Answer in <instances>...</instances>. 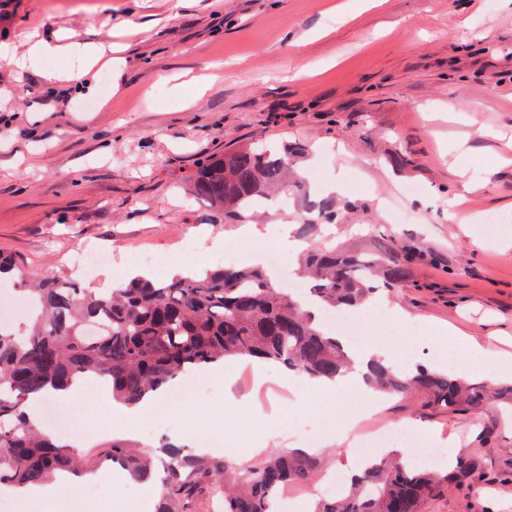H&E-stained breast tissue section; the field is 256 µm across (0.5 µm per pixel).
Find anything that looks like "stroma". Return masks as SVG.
Wrapping results in <instances>:
<instances>
[{
	"mask_svg": "<svg viewBox=\"0 0 512 512\" xmlns=\"http://www.w3.org/2000/svg\"><path fill=\"white\" fill-rule=\"evenodd\" d=\"M66 35L105 49L82 78L16 65L30 43ZM257 140L311 146L301 168L312 200L347 182L321 240L363 251L395 238L421 252L411 287L374 301L411 324L394 333L377 319L372 338L430 365L443 350L469 371L470 338L505 331L512 353V0H0V253L28 275L93 287L134 251L170 256L189 240L207 267L231 249L278 246L271 228L301 201L228 222L187 192L202 158ZM486 215L501 222L477 249L459 225L480 230ZM86 246L112 253L87 279L74 264ZM235 391L225 404L215 379L127 433L105 412L111 391L88 388L75 412L94 432L73 448L129 439L151 450L220 432L215 456L232 448L245 467L310 438L326 472L353 468L337 440L360 412L355 390L313 394L274 375ZM375 418L456 457L479 447L492 415L408 395L383 397ZM482 450L483 479L443 488L421 512H512V420ZM111 483L102 470L98 497L74 491L38 512H137Z\"/></svg>",
	"mask_w": 512,
	"mask_h": 512,
	"instance_id": "1",
	"label": "stroma"
}]
</instances>
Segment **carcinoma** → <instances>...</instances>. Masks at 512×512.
Returning <instances> with one entry per match:
<instances>
[{
  "instance_id": "cac0c4a2",
  "label": "carcinoma",
  "mask_w": 512,
  "mask_h": 512,
  "mask_svg": "<svg viewBox=\"0 0 512 512\" xmlns=\"http://www.w3.org/2000/svg\"><path fill=\"white\" fill-rule=\"evenodd\" d=\"M306 152L300 144L273 152L245 144L199 163L190 193L231 218L254 210L278 190H303L290 181ZM300 230L309 246L299 263L314 284L301 299L272 285L259 267L222 265L164 279L136 274L120 288L100 293L54 278L31 279L0 254V276L27 282L36 307L23 334L0 327V486L22 488L58 474L94 469L104 462L135 480L156 463L164 476L154 512H195L203 497L224 512H271L275 495L309 485L320 460L305 453L273 452L245 468L160 447L162 458L129 444L95 458L78 457L67 444L50 442L28 416L30 396L77 379L104 380L112 398L135 402L147 392L229 358L277 362L303 375L334 379L350 365L349 343L328 330L319 313L351 312L381 291L408 286L416 251L394 245L378 253L352 252L316 241L321 224L336 221L327 203L310 209ZM367 380L388 395L420 394L427 406L460 415L482 413L495 403L512 408V385L467 381L417 364L400 372L372 364ZM483 477L475 451L442 475L384 454L355 474L341 495L311 504L308 512H420L440 487Z\"/></svg>"
}]
</instances>
